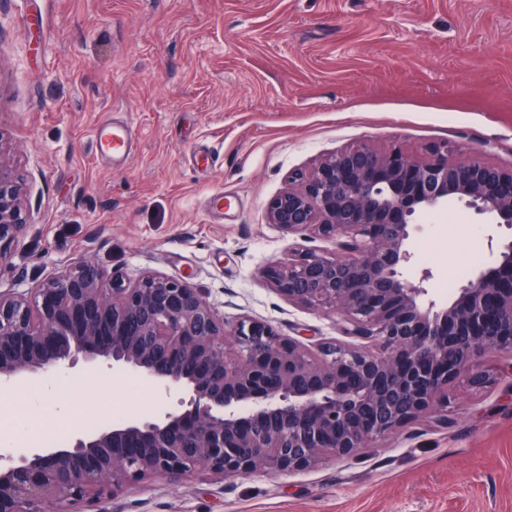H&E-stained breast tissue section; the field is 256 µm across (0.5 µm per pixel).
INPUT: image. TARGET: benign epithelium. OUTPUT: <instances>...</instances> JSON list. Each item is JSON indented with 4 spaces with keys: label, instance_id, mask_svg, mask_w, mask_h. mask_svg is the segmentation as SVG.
<instances>
[{
    "label": "benign epithelium",
    "instance_id": "benign-epithelium-1",
    "mask_svg": "<svg viewBox=\"0 0 512 512\" xmlns=\"http://www.w3.org/2000/svg\"><path fill=\"white\" fill-rule=\"evenodd\" d=\"M344 148L266 205L268 223L301 246L264 269L288 301L340 317L348 340L311 346L271 325L220 319L187 282L148 273L131 283L79 260L26 294L0 293V383L41 393L79 360L155 387L158 405L63 445L0 454V512H102L117 488L189 473H292L323 455H357L441 411L448 385L480 382L479 360L512 358V239L498 266L473 270L446 303L411 280L416 219L455 202L476 224L512 229V169L448 157ZM26 227L23 187L0 144V262ZM182 395L183 411L166 401Z\"/></svg>",
    "mask_w": 512,
    "mask_h": 512
}]
</instances>
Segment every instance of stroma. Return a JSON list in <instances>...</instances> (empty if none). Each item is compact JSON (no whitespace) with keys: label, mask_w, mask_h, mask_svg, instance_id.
Returning a JSON list of instances; mask_svg holds the SVG:
<instances>
[{"label":"stroma","mask_w":512,"mask_h":512,"mask_svg":"<svg viewBox=\"0 0 512 512\" xmlns=\"http://www.w3.org/2000/svg\"><path fill=\"white\" fill-rule=\"evenodd\" d=\"M115 114L138 133L121 166L92 143ZM0 141L27 216L1 293L88 259L130 281H187L228 322L336 340V315L259 279L295 243L267 202L292 172L356 144L421 155L444 143L512 167V0H0ZM414 251L407 277L430 269L442 302L471 254L495 265L459 206L423 217ZM479 367L489 379L451 385L440 416L356 456L291 475L154 478L107 512H512V370L497 354ZM76 371L98 404L76 396L63 415L11 389L0 435L21 416L37 423L30 444L108 422L123 379Z\"/></svg>","instance_id":"stroma-1"}]
</instances>
